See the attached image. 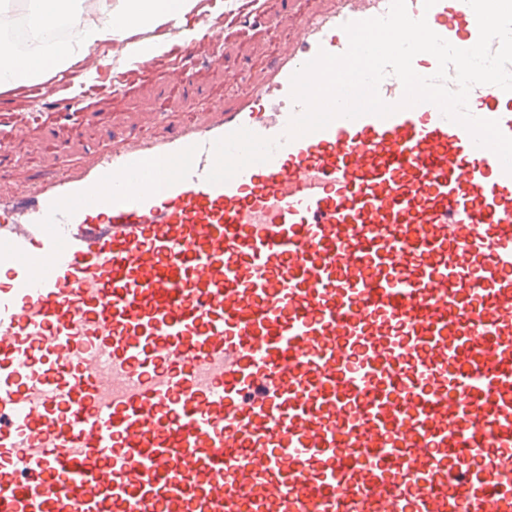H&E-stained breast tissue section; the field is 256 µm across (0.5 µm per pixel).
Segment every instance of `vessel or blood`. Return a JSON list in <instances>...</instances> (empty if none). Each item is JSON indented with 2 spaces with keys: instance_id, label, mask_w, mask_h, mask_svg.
Instances as JSON below:
<instances>
[{
  "instance_id": "1",
  "label": "vessel or blood",
  "mask_w": 512,
  "mask_h": 512,
  "mask_svg": "<svg viewBox=\"0 0 512 512\" xmlns=\"http://www.w3.org/2000/svg\"><path fill=\"white\" fill-rule=\"evenodd\" d=\"M390 0L235 103L0 181V512H512V175L421 103L286 139ZM459 48L466 0H407ZM469 109L512 136V92Z\"/></svg>"
}]
</instances>
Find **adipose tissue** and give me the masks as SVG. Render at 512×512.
Returning a JSON list of instances; mask_svg holds the SVG:
<instances>
[{"label":"adipose tissue","instance_id":"1","mask_svg":"<svg viewBox=\"0 0 512 512\" xmlns=\"http://www.w3.org/2000/svg\"><path fill=\"white\" fill-rule=\"evenodd\" d=\"M22 19L33 38L21 52L0 51V91L24 102L27 90L62 71L79 72L89 51L122 48L128 68L162 57L175 18L205 15L201 0H25ZM68 37H54L58 26Z\"/></svg>","mask_w":512,"mask_h":512}]
</instances>
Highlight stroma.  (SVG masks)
Segmentation results:
<instances>
[{
  "instance_id": "35a3bbf8",
  "label": "stroma",
  "mask_w": 512,
  "mask_h": 512,
  "mask_svg": "<svg viewBox=\"0 0 512 512\" xmlns=\"http://www.w3.org/2000/svg\"><path fill=\"white\" fill-rule=\"evenodd\" d=\"M205 2L221 10L224 27L235 31L222 46V67L214 66L207 45L179 41L171 46L164 62L166 70L179 75V87L151 76L136 81L121 99L114 84L127 70L125 60L116 55L97 79L84 85L80 96L72 95L64 78L32 86L27 112L47 113L60 151L79 156L105 148L113 138L140 131L150 113L164 110L180 117L189 108L212 104V90L223 85L225 73L260 80L274 64L275 52L263 34L252 28L255 10L251 0ZM25 114L13 105L8 93L0 92V138L10 144V168L36 178L53 172L57 160L55 152L41 146L45 139L42 128L32 129L29 138H15V129L24 123Z\"/></svg>"
}]
</instances>
